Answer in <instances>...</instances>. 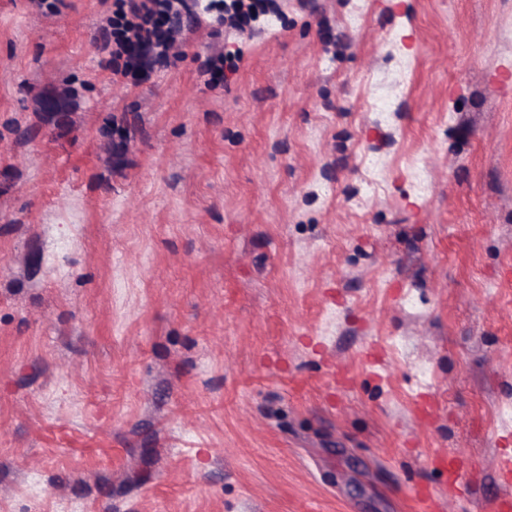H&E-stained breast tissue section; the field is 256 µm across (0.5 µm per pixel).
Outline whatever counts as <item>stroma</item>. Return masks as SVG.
Here are the masks:
<instances>
[{"instance_id": "obj_1", "label": "stroma", "mask_w": 512, "mask_h": 512, "mask_svg": "<svg viewBox=\"0 0 512 512\" xmlns=\"http://www.w3.org/2000/svg\"><path fill=\"white\" fill-rule=\"evenodd\" d=\"M265 2L0 0V512L512 496V0ZM113 7L112 16L105 17L112 35V71L140 83L149 78L155 61L166 56L177 31L173 0H114Z\"/></svg>"}]
</instances>
